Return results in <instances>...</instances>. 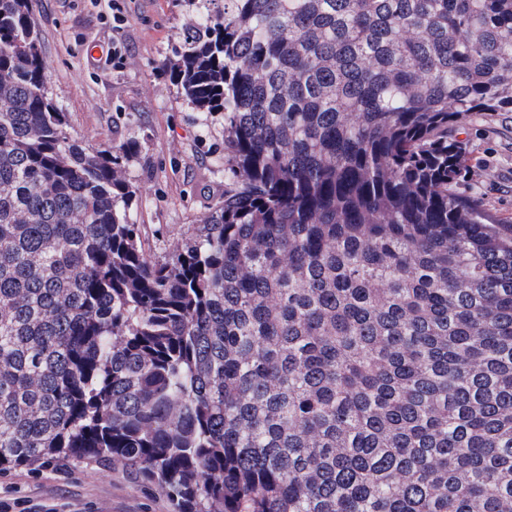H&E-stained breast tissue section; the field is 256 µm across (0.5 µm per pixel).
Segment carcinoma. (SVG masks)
Masks as SVG:
<instances>
[{"mask_svg":"<svg viewBox=\"0 0 512 512\" xmlns=\"http://www.w3.org/2000/svg\"><path fill=\"white\" fill-rule=\"evenodd\" d=\"M0 0V473L121 465L174 512H512V224L455 192L512 111V0H183L224 200L158 259L131 150Z\"/></svg>","mask_w":512,"mask_h":512,"instance_id":"cac0c4a2","label":"carcinoma"}]
</instances>
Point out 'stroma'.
<instances>
[{"label": "stroma", "instance_id": "35a3bbf8", "mask_svg": "<svg viewBox=\"0 0 512 512\" xmlns=\"http://www.w3.org/2000/svg\"><path fill=\"white\" fill-rule=\"evenodd\" d=\"M187 16L177 0H37L48 87L70 133L89 147L126 143L130 210L165 255L224 197V117L193 111L165 64ZM469 173L460 195L512 219V112L470 117L461 136ZM7 512H172L166 495L127 468L66 460L0 475Z\"/></svg>", "mask_w": 512, "mask_h": 512}]
</instances>
